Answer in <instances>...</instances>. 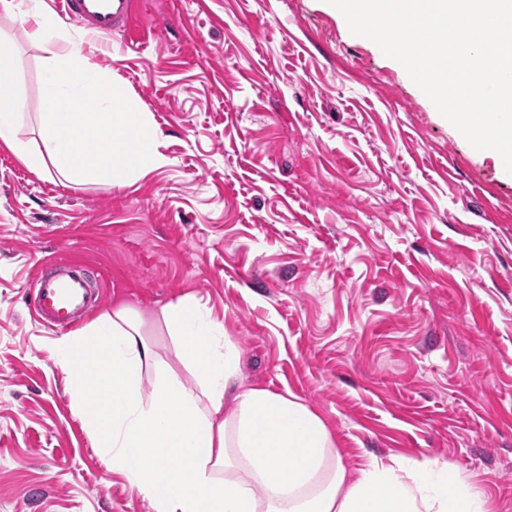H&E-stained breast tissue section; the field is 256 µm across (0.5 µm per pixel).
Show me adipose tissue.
I'll list each match as a JSON object with an SVG mask.
<instances>
[{"instance_id":"adipose-tissue-1","label":"adipose tissue","mask_w":512,"mask_h":512,"mask_svg":"<svg viewBox=\"0 0 512 512\" xmlns=\"http://www.w3.org/2000/svg\"><path fill=\"white\" fill-rule=\"evenodd\" d=\"M0 11L23 18L26 38L48 49L45 97L58 106L38 116L44 151L33 154L18 138L13 61L1 54V144L33 172L51 165L72 183L124 186L167 165L149 113L90 63L57 15L26 0H0ZM162 319L193 384L163 366L143 317L125 305L55 349L96 448L149 512H486L468 476L435 458L392 455L349 473L306 403L244 386L238 348L197 299L168 304Z\"/></svg>"}]
</instances>
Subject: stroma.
I'll return each mask as SVG.
<instances>
[{
	"label": "stroma",
	"instance_id": "obj_1",
	"mask_svg": "<svg viewBox=\"0 0 512 512\" xmlns=\"http://www.w3.org/2000/svg\"><path fill=\"white\" fill-rule=\"evenodd\" d=\"M142 43L91 58L163 134L129 186L38 175L0 144V512H148L104 463L28 289L58 255L93 269L183 381L161 310L186 295L245 382L293 393L349 469L404 455L512 512V175L475 150L325 0H151ZM37 140L43 48L0 12Z\"/></svg>",
	"mask_w": 512,
	"mask_h": 512
}]
</instances>
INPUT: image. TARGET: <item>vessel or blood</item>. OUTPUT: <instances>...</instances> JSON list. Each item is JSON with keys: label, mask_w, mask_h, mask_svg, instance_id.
<instances>
[{"label": "vessel or blood", "mask_w": 512, "mask_h": 512, "mask_svg": "<svg viewBox=\"0 0 512 512\" xmlns=\"http://www.w3.org/2000/svg\"><path fill=\"white\" fill-rule=\"evenodd\" d=\"M58 12L79 26L99 34L119 31L130 40H138L135 0H56ZM55 259L43 260L30 284V301L34 315L57 328L72 326L79 315L90 312L96 298L82 266L71 267L65 274L51 277L47 268Z\"/></svg>", "instance_id": "b4317fda"}]
</instances>
